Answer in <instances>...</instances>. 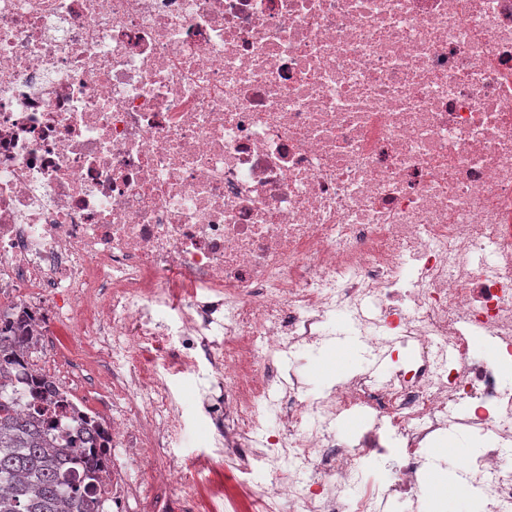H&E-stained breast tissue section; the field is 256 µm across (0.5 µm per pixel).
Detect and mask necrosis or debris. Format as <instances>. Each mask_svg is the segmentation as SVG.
<instances>
[{
	"label": "necrosis or debris",
	"mask_w": 512,
	"mask_h": 512,
	"mask_svg": "<svg viewBox=\"0 0 512 512\" xmlns=\"http://www.w3.org/2000/svg\"><path fill=\"white\" fill-rule=\"evenodd\" d=\"M177 311L175 328L159 311ZM372 358L306 396L270 357L331 320ZM81 336L110 416L54 377L55 444L158 448L161 370L212 365L226 466L263 512H417L431 445L512 512V0H0V327ZM360 411L357 438L336 422ZM389 479L363 485L366 459Z\"/></svg>",
	"instance_id": "4bbe7bcc"
}]
</instances>
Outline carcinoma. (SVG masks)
Segmentation results:
<instances>
[{"label": "carcinoma", "mask_w": 512, "mask_h": 512, "mask_svg": "<svg viewBox=\"0 0 512 512\" xmlns=\"http://www.w3.org/2000/svg\"><path fill=\"white\" fill-rule=\"evenodd\" d=\"M26 337L0 331V512H104L101 455L87 450L84 427L70 448H56L48 422L21 413L5 398V382Z\"/></svg>", "instance_id": "carcinoma-1"}]
</instances>
